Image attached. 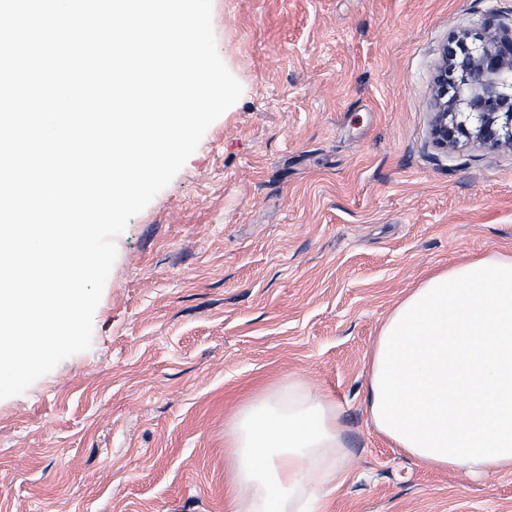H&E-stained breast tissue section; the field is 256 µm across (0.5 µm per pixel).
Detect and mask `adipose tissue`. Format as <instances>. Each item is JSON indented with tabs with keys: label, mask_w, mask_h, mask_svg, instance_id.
<instances>
[{
	"label": "adipose tissue",
	"mask_w": 512,
	"mask_h": 512,
	"mask_svg": "<svg viewBox=\"0 0 512 512\" xmlns=\"http://www.w3.org/2000/svg\"><path fill=\"white\" fill-rule=\"evenodd\" d=\"M373 429L434 469H512V252L420 282L394 307L367 362ZM224 434L227 512H323L344 477L340 412L297 375L252 399Z\"/></svg>",
	"instance_id": "ef3b65f1"
}]
</instances>
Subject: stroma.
<instances>
[{"mask_svg":"<svg viewBox=\"0 0 512 512\" xmlns=\"http://www.w3.org/2000/svg\"><path fill=\"white\" fill-rule=\"evenodd\" d=\"M512 0H212L240 99L114 243L88 350L0 399V512H226L233 413L291 374L340 409L325 512H512V470L429 469L363 401L428 274L512 252V151L430 134L449 37Z\"/></svg>","mask_w":512,"mask_h":512,"instance_id":"stroma-1","label":"stroma"}]
</instances>
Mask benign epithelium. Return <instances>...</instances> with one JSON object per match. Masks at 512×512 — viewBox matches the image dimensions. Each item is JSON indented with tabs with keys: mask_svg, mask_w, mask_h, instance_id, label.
Instances as JSON below:
<instances>
[{
	"mask_svg": "<svg viewBox=\"0 0 512 512\" xmlns=\"http://www.w3.org/2000/svg\"><path fill=\"white\" fill-rule=\"evenodd\" d=\"M431 136L443 152L465 138L493 156L512 150V26L490 17L440 52Z\"/></svg>",
	"mask_w": 512,
	"mask_h": 512,
	"instance_id": "benign-epithelium-1",
	"label": "benign epithelium"
}]
</instances>
